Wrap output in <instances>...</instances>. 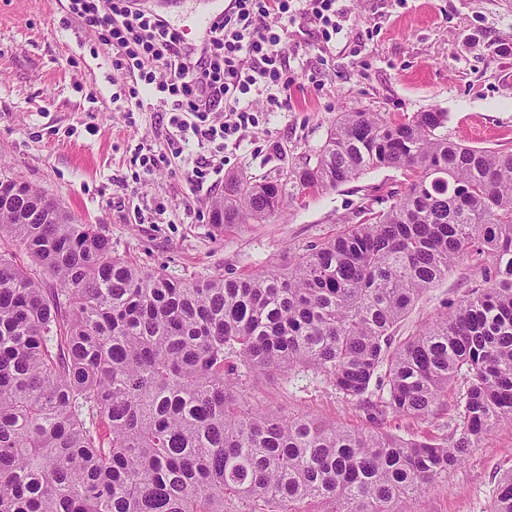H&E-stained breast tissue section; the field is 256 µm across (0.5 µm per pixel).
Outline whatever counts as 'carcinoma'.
Masks as SVG:
<instances>
[{"instance_id": "cac0c4a2", "label": "carcinoma", "mask_w": 512, "mask_h": 512, "mask_svg": "<svg viewBox=\"0 0 512 512\" xmlns=\"http://www.w3.org/2000/svg\"><path fill=\"white\" fill-rule=\"evenodd\" d=\"M447 123L434 109L343 112L314 164L227 179L218 229L370 170L408 177L387 208L244 277L190 282L114 257L101 226L0 173V239L35 266L0 250V512H400L511 424L512 152L456 143ZM464 261L478 284L396 339ZM305 370L367 425L250 404L255 382ZM458 380L451 439L384 428L436 415ZM490 512H512V471Z\"/></svg>"}]
</instances>
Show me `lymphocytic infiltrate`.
<instances>
[{
	"mask_svg": "<svg viewBox=\"0 0 512 512\" xmlns=\"http://www.w3.org/2000/svg\"><path fill=\"white\" fill-rule=\"evenodd\" d=\"M85 25L101 29L113 49L112 68L129 75L132 110L143 93H160L169 114L165 140L174 156L186 145L208 146L189 179L203 187L224 172V152L255 123L258 103L286 109L290 46L288 29L299 24L331 41L342 29L339 0H233L217 20L207 54L184 57L181 36L168 22L137 8L135 0H69Z\"/></svg>",
	"mask_w": 512,
	"mask_h": 512,
	"instance_id": "f902f5d3",
	"label": "lymphocytic infiltrate"
}]
</instances>
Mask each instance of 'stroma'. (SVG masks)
<instances>
[{
  "instance_id": "obj_1",
  "label": "stroma",
  "mask_w": 512,
  "mask_h": 512,
  "mask_svg": "<svg viewBox=\"0 0 512 512\" xmlns=\"http://www.w3.org/2000/svg\"><path fill=\"white\" fill-rule=\"evenodd\" d=\"M346 20L331 42L297 32L290 109L264 112L228 149L224 175L195 190L171 157L134 180L136 145L154 141L160 109L153 95L126 118L120 97L131 79L112 69V49L69 10L68 0H0V172L21 176L87 224L102 225L112 253L180 279L246 276L287 264L312 244L359 220L360 207L385 208L403 191L397 169L295 200L284 216L216 232L211 207L232 176L273 177L314 157L343 112L447 113L451 140L512 151V0H345ZM165 203L163 218L140 211ZM478 273L458 264L427 290L398 327L406 337L471 288ZM464 388L448 389L450 408L421 421L392 417L407 439L447 437ZM253 403L283 414L307 412L352 428L365 414L320 376L260 380ZM512 469V424L494 428L461 465L403 512H489L498 477Z\"/></svg>"
}]
</instances>
